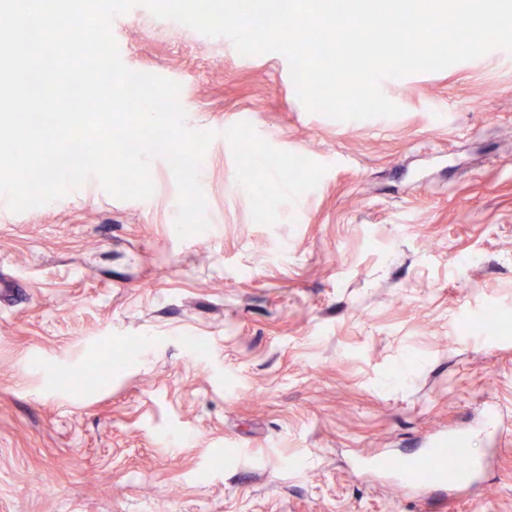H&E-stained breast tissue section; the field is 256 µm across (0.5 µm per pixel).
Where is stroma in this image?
Here are the masks:
<instances>
[{"label": "stroma", "mask_w": 512, "mask_h": 512, "mask_svg": "<svg viewBox=\"0 0 512 512\" xmlns=\"http://www.w3.org/2000/svg\"><path fill=\"white\" fill-rule=\"evenodd\" d=\"M112 33L217 131L209 227L179 239L161 157L146 200L91 179L0 204V512H512V444L485 429L489 406L512 420V53L383 80L399 115L339 121L282 54L142 5ZM242 115L327 167L271 226L223 136ZM110 355L108 385H56ZM448 432L491 461L472 494L354 468Z\"/></svg>", "instance_id": "stroma-1"}]
</instances>
